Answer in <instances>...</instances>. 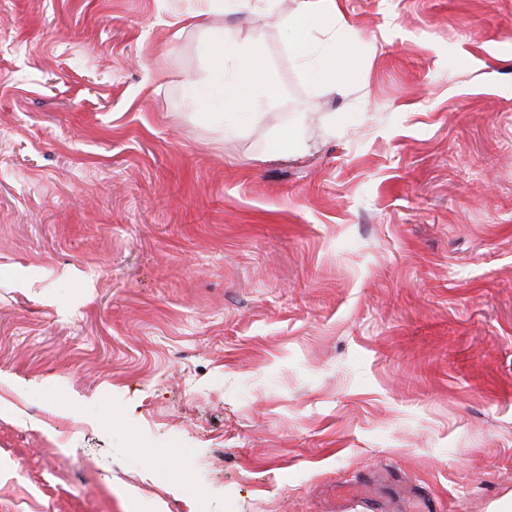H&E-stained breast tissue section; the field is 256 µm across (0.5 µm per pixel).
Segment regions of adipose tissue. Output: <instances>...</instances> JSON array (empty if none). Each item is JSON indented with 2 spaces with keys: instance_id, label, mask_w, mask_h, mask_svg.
Here are the masks:
<instances>
[{
  "instance_id": "obj_1",
  "label": "adipose tissue",
  "mask_w": 512,
  "mask_h": 512,
  "mask_svg": "<svg viewBox=\"0 0 512 512\" xmlns=\"http://www.w3.org/2000/svg\"><path fill=\"white\" fill-rule=\"evenodd\" d=\"M213 53V67L218 76L217 92L194 91L187 105L194 111H220L225 116L223 133L233 138L241 120L258 123L261 112L258 96L273 97L275 87L265 77V68L234 37L226 27L201 20ZM342 35L336 27L335 0L313 5L310 0H295L284 28L289 50L300 53L310 78L330 90L345 92L355 49L352 45L338 46Z\"/></svg>"
}]
</instances>
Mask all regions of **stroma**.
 I'll return each instance as SVG.
<instances>
[{
    "label": "stroma",
    "mask_w": 512,
    "mask_h": 512,
    "mask_svg": "<svg viewBox=\"0 0 512 512\" xmlns=\"http://www.w3.org/2000/svg\"><path fill=\"white\" fill-rule=\"evenodd\" d=\"M213 2L231 142L199 0H0V512H512V0H338L341 95ZM205 13L193 15L198 19L208 36V45L213 53V67L219 80L216 93L193 91L187 97V106L192 111L224 112V139L236 135L239 122L247 119L252 124L261 120L262 112L256 105L261 93L271 98L277 93L265 77L264 65L256 60L224 25L205 20ZM200 18V19H199ZM233 57L235 66L231 73L224 74V59Z\"/></svg>",
    "instance_id": "stroma-1"
}]
</instances>
